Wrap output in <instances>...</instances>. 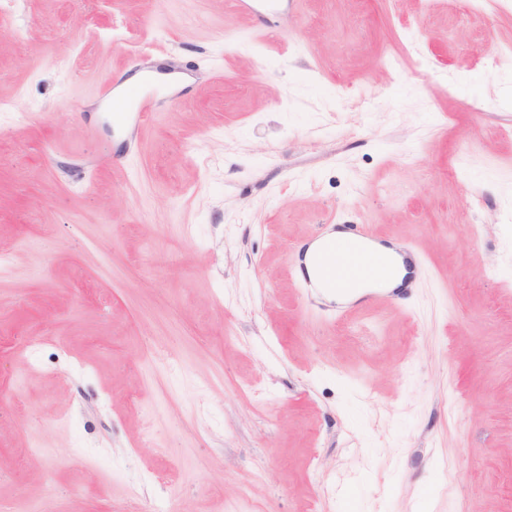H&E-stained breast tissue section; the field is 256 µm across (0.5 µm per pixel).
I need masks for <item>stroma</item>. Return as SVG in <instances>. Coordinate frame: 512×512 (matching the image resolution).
I'll return each instance as SVG.
<instances>
[{"label": "stroma", "mask_w": 512, "mask_h": 512, "mask_svg": "<svg viewBox=\"0 0 512 512\" xmlns=\"http://www.w3.org/2000/svg\"><path fill=\"white\" fill-rule=\"evenodd\" d=\"M251 6L0 0V504L512 512V0ZM325 252L335 255V259L325 258L319 266L320 281L326 289L336 291L371 277L383 278L388 273L386 267L373 268L371 259L359 248L356 239L330 241ZM336 252L343 258L341 264H336ZM369 249L374 255L378 256H393L396 258L398 263V274L394 277H391L382 282V288H387V290H391L401 285L404 282V276L407 274L409 267L408 258L405 255H400L396 252L394 247H390L388 245L370 242Z\"/></svg>", "instance_id": "35a3bbf8"}]
</instances>
